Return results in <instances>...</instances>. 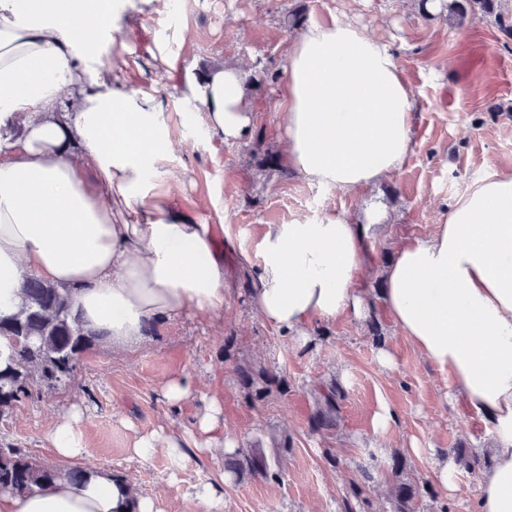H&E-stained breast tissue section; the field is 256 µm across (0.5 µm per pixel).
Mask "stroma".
<instances>
[{
  "mask_svg": "<svg viewBox=\"0 0 512 512\" xmlns=\"http://www.w3.org/2000/svg\"><path fill=\"white\" fill-rule=\"evenodd\" d=\"M301 4L308 19L346 18L391 44L415 91V149L376 187L346 193L294 172L285 178L262 172L246 153L251 138H213L202 108L186 101L191 84L209 71L238 68L254 129L262 131L267 151L283 155L280 88L288 44L298 33L289 13ZM105 60L111 74L164 101L177 145L165 164L172 172L165 185L171 200L223 227L255 260L274 225L314 222L330 210L359 224L376 205L385 224L371 226L368 235L377 266H384L396 238L428 237L442 210L472 182L492 170L512 171V40L487 19L449 26L442 14L422 12L418 0H181L174 11L168 0H154L134 30L114 33ZM227 286L223 317L192 311L156 320L123 350L102 343L84 353L68 386L0 413V443L69 469L45 428L78 407L86 445L80 467L121 474L164 512H183L188 495L225 470L228 454L192 450L175 461L160 449L142 460L130 448L138 435L192 426L215 397L226 435L237 447L258 449L275 473L269 480L233 478L224 487V512H338L359 462L371 474L367 491L375 512H389L388 462L396 449L408 476L430 490L421 512H433L439 500L451 512H473L478 477L459 469L453 450L463 444L493 455L489 426L455 396L448 371L421 357L383 304L375 306L382 337L372 336L366 320L339 317L293 345L252 309L253 269L229 267ZM384 350L393 365L381 363ZM240 363L267 370L271 385L263 398H254L237 377ZM183 375L202 380V387L167 404L164 384ZM333 381L346 392L341 427L313 431V390ZM384 405L398 422L382 436L373 416ZM442 461L453 489L436 479Z\"/></svg>",
  "mask_w": 512,
  "mask_h": 512,
  "instance_id": "stroma-1",
  "label": "stroma"
}]
</instances>
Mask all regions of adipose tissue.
I'll return each instance as SVG.
<instances>
[{"label":"adipose tissue","instance_id":"ef3b65f1","mask_svg":"<svg viewBox=\"0 0 512 512\" xmlns=\"http://www.w3.org/2000/svg\"><path fill=\"white\" fill-rule=\"evenodd\" d=\"M153 0H0V312L16 311L26 276L74 289L85 325L123 347L148 321L195 310L219 317L227 294L224 251L212 225L176 207L164 185L173 150L164 104L112 76L104 46L147 14ZM84 39H75L76 30ZM281 108L290 167L344 192L389 180L413 150L414 93L393 48L347 20L306 24L288 45ZM207 130L241 139L254 122L233 67L191 89ZM367 224L330 212L318 223L275 225L252 265L255 312L291 341L341 316L362 318L381 298L421 355L448 369L455 391L496 440L474 512H512V171H490L457 195L425 239L400 240L382 271ZM79 410L46 438L58 457L84 445ZM234 452L218 403L192 427L135 439L157 449ZM108 471L46 490L0 494V512H161L128 495Z\"/></svg>","mask_w":512,"mask_h":512}]
</instances>
